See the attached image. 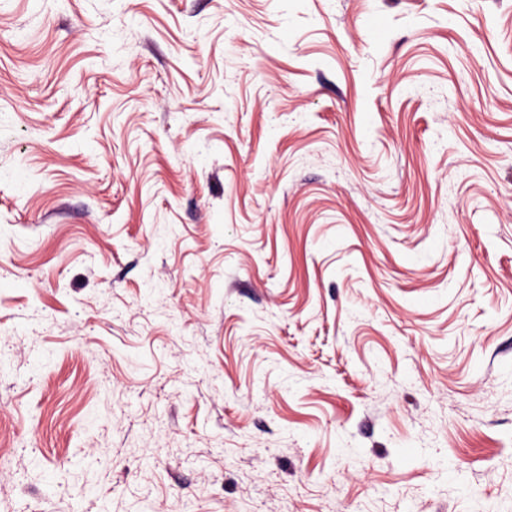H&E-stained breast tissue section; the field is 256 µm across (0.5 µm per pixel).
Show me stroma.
I'll use <instances>...</instances> for the list:
<instances>
[{
  "label": "stroma",
  "mask_w": 512,
  "mask_h": 512,
  "mask_svg": "<svg viewBox=\"0 0 512 512\" xmlns=\"http://www.w3.org/2000/svg\"><path fill=\"white\" fill-rule=\"evenodd\" d=\"M0 512H512V0H0Z\"/></svg>",
  "instance_id": "obj_1"
}]
</instances>
